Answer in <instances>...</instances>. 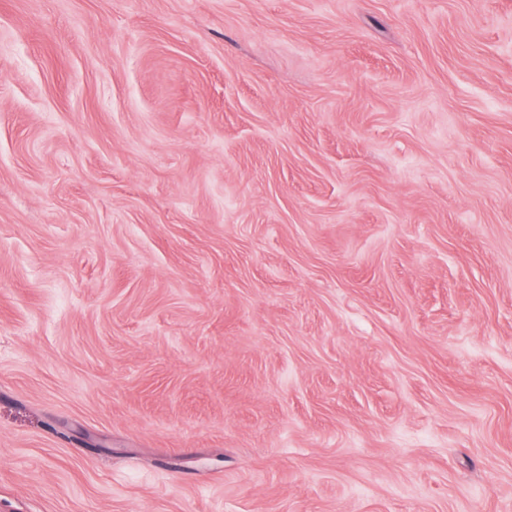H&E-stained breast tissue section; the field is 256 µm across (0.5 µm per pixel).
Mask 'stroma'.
Wrapping results in <instances>:
<instances>
[{"mask_svg": "<svg viewBox=\"0 0 512 512\" xmlns=\"http://www.w3.org/2000/svg\"><path fill=\"white\" fill-rule=\"evenodd\" d=\"M0 512H512V0H0Z\"/></svg>", "mask_w": 512, "mask_h": 512, "instance_id": "obj_1", "label": "stroma"}]
</instances>
